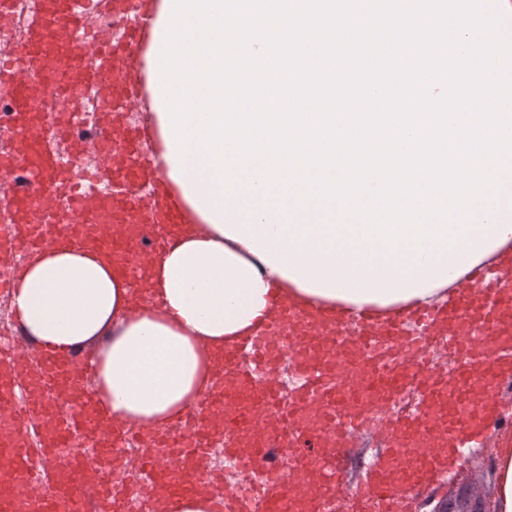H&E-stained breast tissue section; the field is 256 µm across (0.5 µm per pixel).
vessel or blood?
<instances>
[{
    "label": "vessel or blood",
    "instance_id": "1",
    "mask_svg": "<svg viewBox=\"0 0 512 512\" xmlns=\"http://www.w3.org/2000/svg\"><path fill=\"white\" fill-rule=\"evenodd\" d=\"M156 2L110 0L113 17L124 27L122 39L100 43L93 55L56 61L51 47L61 32H68L72 48L82 46L84 0H41L17 47L16 62L0 64V89L14 101L20 141L5 169L24 176L7 202L15 224L12 244L30 253L60 244L95 247L112 257L120 273L134 275L142 242L150 241L152 254H161L173 227L186 223V208L169 191L162 161L140 148L147 128L122 119L147 93L146 74L138 63L152 33ZM23 62L28 65L24 72L19 69ZM92 85L99 89L103 116L89 144L113 158L97 174L112 186L102 195L73 190L51 137L52 131H69L74 114L62 118L38 109L43 91L71 102ZM277 309L275 320L225 351L222 377L210 387L201 409L175 422L172 433L140 432V439L157 450L143 458L140 475L158 496L183 492L179 474L166 468L164 459L193 455L210 437L213 411L219 408V438L242 470L252 471L272 455H287L286 467L266 471L259 491L240 485L225 500V512H327L334 497L341 499L344 512H363L368 504L378 512H400L401 493L435 477L440 468L426 452L433 441L470 447L502 411L497 389L512 382V252L472 269L450 303L439 308L421 305L329 324L291 302H278ZM285 326L299 340L295 365L304 382L283 408L276 387L258 382L238 358L247 352L270 361L281 342L276 332ZM395 345L404 346L405 353L393 365L388 351ZM438 345L451 347L457 358L451 375L436 371L426 358L427 350ZM36 358L39 366L33 372L22 356L6 363L10 372H30L40 392L28 413L18 411L13 383L0 379V465L23 482L42 473L51 487L39 496L21 497L0 485V512H124L125 501L137 490L113 484L112 470L122 462L130 433L92 394L78 405L72 399L82 373L92 366L90 359L45 352ZM411 390L421 396L418 412L391 416L382 434V458L364 481L344 487L334 460L336 444L368 432L373 408ZM265 412L280 427L262 436L255 423ZM75 432L96 438L93 454L67 446ZM309 441L317 442L319 453L306 451ZM87 467L100 483L91 499L78 479Z\"/></svg>",
    "mask_w": 512,
    "mask_h": 512
}]
</instances>
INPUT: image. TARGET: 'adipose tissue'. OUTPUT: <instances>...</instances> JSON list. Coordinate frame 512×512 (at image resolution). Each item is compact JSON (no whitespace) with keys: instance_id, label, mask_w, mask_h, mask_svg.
Segmentation results:
<instances>
[{"instance_id":"1","label":"adipose tissue","mask_w":512,"mask_h":512,"mask_svg":"<svg viewBox=\"0 0 512 512\" xmlns=\"http://www.w3.org/2000/svg\"><path fill=\"white\" fill-rule=\"evenodd\" d=\"M206 151L186 161L171 188L194 221L182 225L150 273L134 282L90 247L32 253L14 271L13 312L28 341L57 355L95 351L91 391L113 419L137 430H165L200 407L224 351L254 335L276 299L352 318L448 302L473 268L512 248V205L500 200L496 224L472 230L460 246L425 242L390 253L380 242L349 245L348 230L319 233L321 211L298 212L282 230L260 195L231 198L211 182ZM152 295L135 306L137 291ZM491 512H512V444L495 449Z\"/></svg>"}]
</instances>
